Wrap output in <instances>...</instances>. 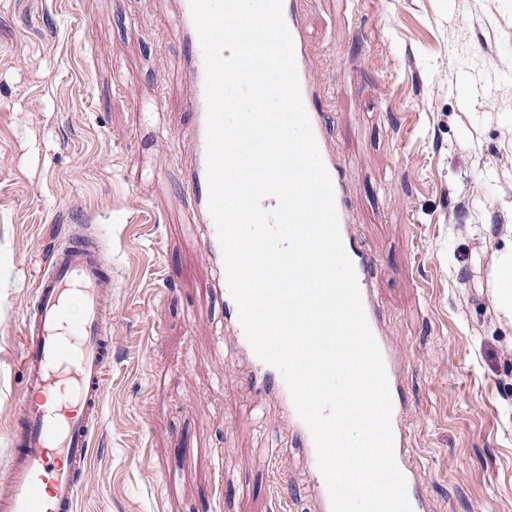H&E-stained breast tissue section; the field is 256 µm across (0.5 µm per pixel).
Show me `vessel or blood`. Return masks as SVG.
Masks as SVG:
<instances>
[{
    "mask_svg": "<svg viewBox=\"0 0 512 512\" xmlns=\"http://www.w3.org/2000/svg\"><path fill=\"white\" fill-rule=\"evenodd\" d=\"M283 15L292 36L302 102L323 164L330 176L340 237L352 262L365 316L381 352L390 394L391 428L396 465L406 480L412 512H430L422 489V469L413 457L411 430L393 368L391 344L381 334L373 304L371 272L373 252L354 235V216L348 194L350 161L330 146L325 114L317 102V79L309 66L310 44L303 28L298 0H283ZM162 40L183 46L176 61V78L188 87L183 110L189 120L171 129L169 138H188L194 148L190 166L180 172L187 216L185 231L198 244L203 259L215 274V292L224 299V332L250 361L251 384L262 392L255 416L265 412L264 399L275 396L293 429L297 446L309 464L317 454L312 434L299 418L281 374L264 363L249 344L232 298L215 221L208 208L206 175L207 101L203 52L193 22L190 0L162 27ZM112 320V266L103 260L87 235L70 234L43 262L36 280L34 304L25 318L21 368L23 396L18 419L7 430L12 450L6 461L7 479L0 484V512H77L81 482L85 478L103 411V381L111 366L107 338Z\"/></svg>",
    "mask_w": 512,
    "mask_h": 512,
    "instance_id": "vessel-or-blood-1",
    "label": "vessel or blood"
}]
</instances>
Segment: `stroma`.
Segmentation results:
<instances>
[{"label": "stroma", "instance_id": "stroma-1", "mask_svg": "<svg viewBox=\"0 0 512 512\" xmlns=\"http://www.w3.org/2000/svg\"><path fill=\"white\" fill-rule=\"evenodd\" d=\"M174 0H0V480L21 337L54 243L78 226L112 258V371L79 512H313L278 414L256 421L218 354L221 297L181 230L160 100ZM320 103L353 155L356 232L433 512H512V323L488 282L512 224V0H303Z\"/></svg>", "mask_w": 512, "mask_h": 512}]
</instances>
